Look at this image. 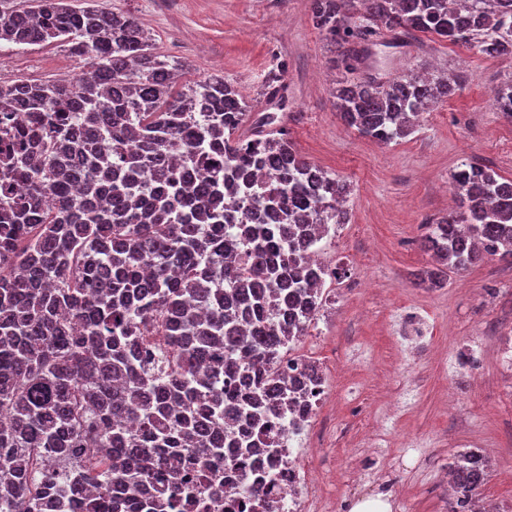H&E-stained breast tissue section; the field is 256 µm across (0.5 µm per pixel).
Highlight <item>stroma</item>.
Masks as SVG:
<instances>
[{
  "mask_svg": "<svg viewBox=\"0 0 512 512\" xmlns=\"http://www.w3.org/2000/svg\"><path fill=\"white\" fill-rule=\"evenodd\" d=\"M136 17L155 51L184 62L181 79L224 75L266 111L260 89L282 70L288 86L275 110L294 149L350 186L349 222L321 244L329 298L299 345L328 383L321 418L312 423L308 465L327 501L355 505L386 495L392 512H440L448 465L466 450L492 457L483 498L512 512V262L485 259L448 273L434 287L438 263L421 240L426 225L457 205L451 176L474 158L512 178V119L493 93L512 82V54L485 57L470 46L419 33L403 40L382 29L370 72L395 79L408 71L447 74L456 91L423 112L413 134L381 144L346 127L331 88L332 68L310 0H99ZM86 60L59 42L0 45V82L79 81ZM424 318L427 336L403 339L398 317ZM411 448L429 457L408 456ZM403 457L397 473L387 459ZM399 493H391L388 481Z\"/></svg>",
  "mask_w": 512,
  "mask_h": 512,
  "instance_id": "stroma-1",
  "label": "stroma"
}]
</instances>
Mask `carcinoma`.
Instances as JSON below:
<instances>
[{
	"label": "carcinoma",
	"mask_w": 512,
	"mask_h": 512,
	"mask_svg": "<svg viewBox=\"0 0 512 512\" xmlns=\"http://www.w3.org/2000/svg\"><path fill=\"white\" fill-rule=\"evenodd\" d=\"M312 22L348 70L379 27L512 54V0H311ZM60 42L91 68L77 83H0V108L44 112L37 148L20 151L24 196L0 223V512L38 509L40 455H61L58 505L115 512L112 487L163 483L180 503L184 448L201 462L226 448H260L301 397L278 373L285 341L305 334L321 305L320 242L346 181L300 157L280 130L238 135L252 106L221 74L176 87L185 64L153 52L134 18L85 0H37L0 13V42ZM443 75L381 82L340 79L336 111L383 144L447 100ZM512 117V84L494 91ZM263 171L272 189L251 193ZM458 211L423 243L454 272L512 259V179L467 160L452 174ZM51 204H45V199ZM240 228L238 253L224 234ZM139 425V433L126 423ZM113 459L102 475L82 450ZM490 464H452L448 512L473 507ZM149 498L126 512H162Z\"/></svg>",
	"instance_id": "obj_1"
}]
</instances>
